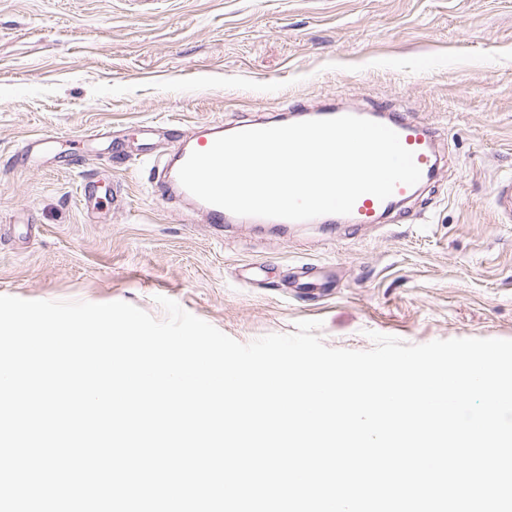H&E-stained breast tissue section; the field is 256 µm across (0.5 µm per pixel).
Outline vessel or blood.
<instances>
[{"mask_svg": "<svg viewBox=\"0 0 512 512\" xmlns=\"http://www.w3.org/2000/svg\"><path fill=\"white\" fill-rule=\"evenodd\" d=\"M350 113L357 117L384 124L396 131L402 145L412 152L414 162L421 171V178L418 184L412 186L397 185L393 194L384 200L371 194L360 196L355 202L352 212L345 215L344 218L340 219L336 215L327 214L319 216L318 221L322 224H334L341 220L354 228L367 224H381L398 211L402 205L414 198L421 186L436 181L441 170V158L436 150L437 131L428 122L411 119L406 113L393 112L378 105L370 108H357L351 111L334 105L316 111L303 108L300 109L299 113H296L295 119L299 122L323 120ZM198 134V139H186L177 149L174 157L166 161L157 171L155 176L157 191L163 197L180 200L189 209L202 216L206 223L215 227L242 223V216L198 199L187 191L179 181V169L191 152L203 147H211L218 137L223 136L224 125L220 122L199 124Z\"/></svg>", "mask_w": 512, "mask_h": 512, "instance_id": "obj_1", "label": "vessel or blood"}]
</instances>
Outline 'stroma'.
<instances>
[{
    "label": "stroma",
    "mask_w": 512,
    "mask_h": 512,
    "mask_svg": "<svg viewBox=\"0 0 512 512\" xmlns=\"http://www.w3.org/2000/svg\"><path fill=\"white\" fill-rule=\"evenodd\" d=\"M394 105L445 168L392 224H228L151 192L207 121ZM512 0H0V295L164 296L241 343L512 340Z\"/></svg>",
    "instance_id": "1"
}]
</instances>
